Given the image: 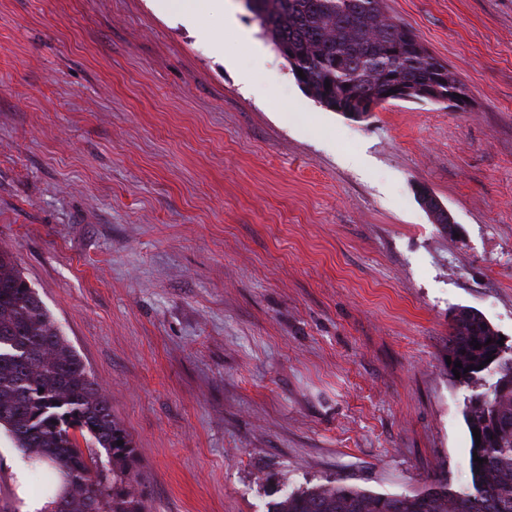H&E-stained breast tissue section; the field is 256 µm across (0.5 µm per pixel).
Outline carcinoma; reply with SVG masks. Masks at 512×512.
<instances>
[{
	"label": "carcinoma",
	"instance_id": "cac0c4a2",
	"mask_svg": "<svg viewBox=\"0 0 512 512\" xmlns=\"http://www.w3.org/2000/svg\"><path fill=\"white\" fill-rule=\"evenodd\" d=\"M249 2L293 76L303 71L310 95L329 110L338 100L355 107L359 95L384 100L386 74L435 82L428 63L406 48L409 29L385 15L383 0ZM500 340L472 308H458L449 323L448 375L457 361L458 382L468 386L491 370L497 375L492 388L473 390L465 405L468 433L477 428L481 435L479 445L470 440L469 452L483 460L469 461V487L452 490L437 480L414 494H374L326 480L284 492L267 512H512V353ZM0 430L43 475L48 512H143L125 429L6 248H0Z\"/></svg>",
	"mask_w": 512,
	"mask_h": 512
}]
</instances>
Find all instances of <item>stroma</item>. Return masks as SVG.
I'll list each match as a JSON object with an SVG mask.
<instances>
[{"mask_svg":"<svg viewBox=\"0 0 512 512\" xmlns=\"http://www.w3.org/2000/svg\"><path fill=\"white\" fill-rule=\"evenodd\" d=\"M225 7L0 0V247L107 394L146 512L466 486L448 318L512 346V0H385L471 106L360 121ZM21 459L0 432V512L37 483ZM163 8L171 13L192 18L199 13L223 9V0H159Z\"/></svg>","mask_w":512,"mask_h":512,"instance_id":"1","label":"stroma"}]
</instances>
